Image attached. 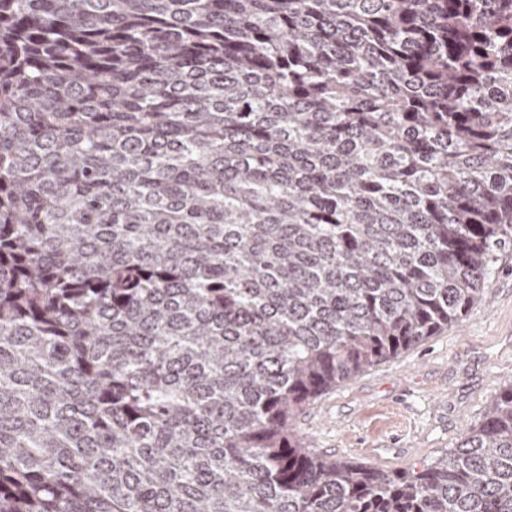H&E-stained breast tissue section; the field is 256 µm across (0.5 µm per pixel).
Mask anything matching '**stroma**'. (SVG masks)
<instances>
[{"label": "stroma", "mask_w": 512, "mask_h": 512, "mask_svg": "<svg viewBox=\"0 0 512 512\" xmlns=\"http://www.w3.org/2000/svg\"><path fill=\"white\" fill-rule=\"evenodd\" d=\"M512 384V248L467 318L324 392L294 429L317 452L393 473L456 447Z\"/></svg>", "instance_id": "1"}]
</instances>
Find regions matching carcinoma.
I'll return each mask as SVG.
<instances>
[{"mask_svg":"<svg viewBox=\"0 0 512 512\" xmlns=\"http://www.w3.org/2000/svg\"><path fill=\"white\" fill-rule=\"evenodd\" d=\"M511 246L512 0H0V512H512L293 429Z\"/></svg>","mask_w":512,"mask_h":512,"instance_id":"obj_1","label":"carcinoma"}]
</instances>
